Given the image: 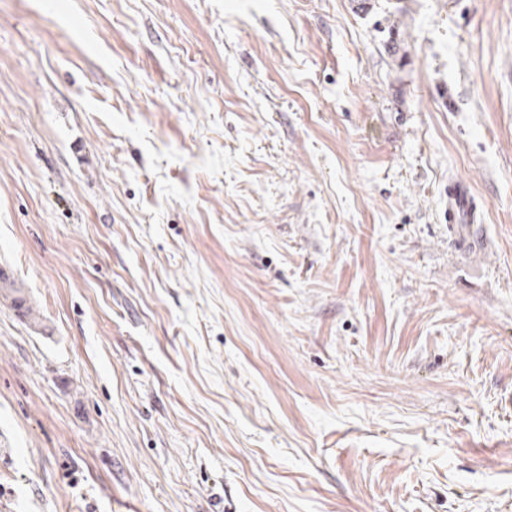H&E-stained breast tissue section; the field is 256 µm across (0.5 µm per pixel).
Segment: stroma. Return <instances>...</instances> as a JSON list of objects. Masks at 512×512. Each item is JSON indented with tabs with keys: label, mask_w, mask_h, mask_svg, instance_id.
<instances>
[{
	"label": "stroma",
	"mask_w": 512,
	"mask_h": 512,
	"mask_svg": "<svg viewBox=\"0 0 512 512\" xmlns=\"http://www.w3.org/2000/svg\"><path fill=\"white\" fill-rule=\"evenodd\" d=\"M0 270V512H512V0H0ZM481 216L473 195L459 180L448 182V230L462 246H475L483 241L470 229L480 224ZM0 296L4 300H11V306L15 308L21 317L36 323L39 314L34 308L32 302L21 294L20 289L16 288L13 281L0 272Z\"/></svg>",
	"instance_id": "35a3bbf8"
}]
</instances>
